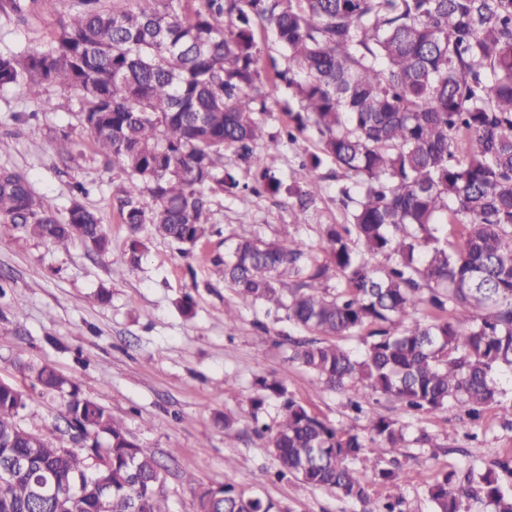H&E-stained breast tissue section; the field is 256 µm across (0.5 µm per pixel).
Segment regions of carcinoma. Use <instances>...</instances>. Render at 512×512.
<instances>
[{
	"mask_svg": "<svg viewBox=\"0 0 512 512\" xmlns=\"http://www.w3.org/2000/svg\"><path fill=\"white\" fill-rule=\"evenodd\" d=\"M23 23L39 0H3ZM53 40L0 55V89L17 87L45 109L47 85L75 91L78 112L106 163L120 168L117 197L130 229L128 263L147 251L144 225L189 251L211 233L210 197L240 185L224 152L253 170L255 193L285 190L302 224L312 195L284 186L266 145V99L284 86L297 111L287 141L308 127L322 156L353 185L339 188L348 224L324 229L321 262L304 241L284 235L236 243L209 258L245 300L282 310L318 337L288 338V361L323 388L349 395L360 414L373 396L411 416L455 407L472 420L501 407L496 373L512 370V0H74ZM283 51L268 78L254 28ZM75 193L64 218L28 178L0 168V224L65 245L75 237L108 248L102 219ZM464 228L448 246L447 224ZM382 256L387 264H369ZM346 287H322L330 271ZM429 309L427 320L417 318ZM368 329L365 336L359 335ZM40 394L64 399L68 431L83 443L52 441L59 430L24 427L28 394L0 380V471L20 458L28 471L0 474V512H169L165 466L101 404L48 364L18 363ZM250 415L278 403L262 426L278 462L316 489L358 503L362 512H401L400 474L381 465L365 440L342 432L288 394L285 380L252 382ZM370 441L398 448L407 425L375 411ZM388 485L371 500L367 472ZM40 481L64 490L36 495ZM433 512H462L464 501L512 512V458L485 469L438 473L427 485ZM194 512H279L269 498L232 483L197 486Z\"/></svg>",
	"mask_w": 512,
	"mask_h": 512,
	"instance_id": "cac0c4a2",
	"label": "carcinoma"
}]
</instances>
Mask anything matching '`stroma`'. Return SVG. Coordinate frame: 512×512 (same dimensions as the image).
Wrapping results in <instances>:
<instances>
[{
  "mask_svg": "<svg viewBox=\"0 0 512 512\" xmlns=\"http://www.w3.org/2000/svg\"><path fill=\"white\" fill-rule=\"evenodd\" d=\"M72 6L73 0H43L33 24L0 12V54L46 45L57 18ZM44 94L55 110L39 111L19 90H0V139L10 145L0 152V168L24 174L60 217L74 184H84V203L101 217L109 246L99 254L76 239L59 248L0 224V276L10 283L0 298V379L20 382V360L50 364L70 378L141 447L157 452L166 467L170 512H194L188 474L205 485L234 480L245 494L272 499L284 512H359L336 493L296 478L271 480L277 460L267 438L254 434L250 418L254 375L286 379L295 399L337 428L362 433L368 423L349 412L345 396L320 389L312 374L288 362L285 338L293 329L283 314L242 300L208 261L239 240H275L285 231L319 252L325 226L348 222L336 199L335 165L323 160L315 175L300 166L303 157L320 153L317 133L306 129L274 151L276 176L315 197L306 223L294 224L292 200L284 193L218 194L211 203L213 231L190 254L146 227L148 251L134 269L127 263L129 229L115 199L123 175L106 166L82 128L79 96L56 85ZM61 131L76 143L73 159L57 155L53 138ZM102 288L111 293L105 304L96 299ZM187 299L188 315L181 308ZM228 307L238 315L232 330L224 323ZM218 413L236 417L233 430L216 424ZM63 416L59 400L30 390L23 425L37 431L58 424L54 441L70 448L74 442ZM499 416L498 408H487L475 426L448 408L410 420V432L426 429L446 451L435 457L410 442L384 451L385 460L401 463L403 512H431L425 483L438 472L482 465L492 449L512 457V431L501 427Z\"/></svg>",
  "mask_w": 512,
  "mask_h": 512,
  "instance_id": "obj_1",
  "label": "stroma"
}]
</instances>
